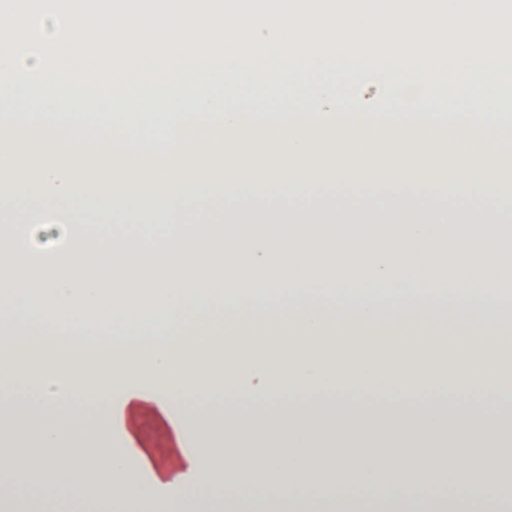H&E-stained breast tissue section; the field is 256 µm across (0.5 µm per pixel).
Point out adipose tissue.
<instances>
[{
    "label": "adipose tissue",
    "instance_id": "1",
    "mask_svg": "<svg viewBox=\"0 0 512 512\" xmlns=\"http://www.w3.org/2000/svg\"><path fill=\"white\" fill-rule=\"evenodd\" d=\"M69 36L45 32L47 11ZM250 21H390L394 0H246ZM98 62L96 0H0V197H79L96 206L99 241H75L61 273L13 284L27 315L0 310V376L12 357L29 391L0 390V512H51L60 494L124 512L161 497L162 512H475L472 496L433 497L439 478L502 482L497 457L512 447V377L497 351L512 335L499 284L511 267H369L187 264L169 229L142 244L112 226L107 202L170 190L171 148L134 141L133 99L105 94L112 124L87 133L51 113L48 80L11 92L20 67L44 58ZM56 154L33 177L23 160ZM224 299L229 313L213 322ZM110 306L112 328L133 308L162 316L165 343L141 350L91 342V316ZM453 349L452 384L436 393L426 371L435 339ZM383 366L388 400L334 384ZM95 389L97 400L84 393ZM152 421L156 435L143 432ZM37 448L36 461L18 448ZM411 474L416 492H374Z\"/></svg>",
    "mask_w": 512,
    "mask_h": 512
}]
</instances>
